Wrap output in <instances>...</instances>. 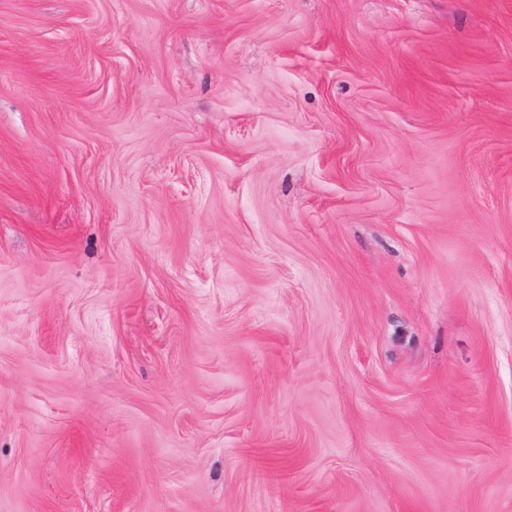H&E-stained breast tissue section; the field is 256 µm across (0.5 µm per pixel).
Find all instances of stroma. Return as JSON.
Here are the masks:
<instances>
[{
  "mask_svg": "<svg viewBox=\"0 0 512 512\" xmlns=\"http://www.w3.org/2000/svg\"><path fill=\"white\" fill-rule=\"evenodd\" d=\"M0 512H512V0H0Z\"/></svg>",
  "mask_w": 512,
  "mask_h": 512,
  "instance_id": "35a3bbf8",
  "label": "stroma"
}]
</instances>
